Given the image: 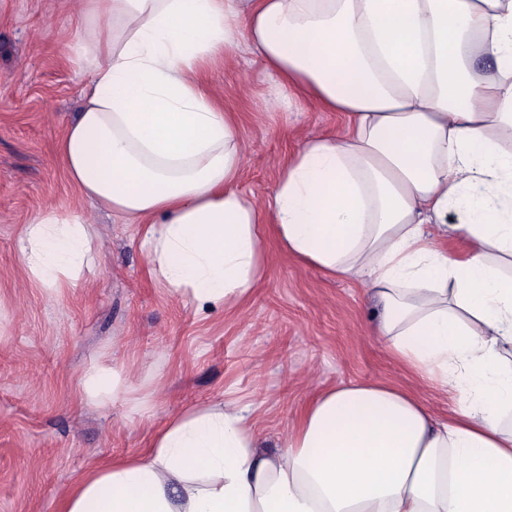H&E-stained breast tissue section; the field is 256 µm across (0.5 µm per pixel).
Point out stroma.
Here are the masks:
<instances>
[{"label": "stroma", "mask_w": 512, "mask_h": 512, "mask_svg": "<svg viewBox=\"0 0 512 512\" xmlns=\"http://www.w3.org/2000/svg\"><path fill=\"white\" fill-rule=\"evenodd\" d=\"M79 0H0V512H58L91 465L143 451L169 417L209 404L249 408L262 451L279 449L306 404L349 383L414 391L440 418L455 400L393 360L373 334L365 286L284 256L268 238L265 278L247 305L200 310L153 280L135 225L81 204L56 152L91 83L76 56ZM238 112L241 187L270 195L280 163L311 135L340 134L334 112L288 93L243 55L225 52L205 74ZM82 209L94 272L47 292L28 279L17 242L38 212ZM95 360L121 368L147 402L92 405L81 397Z\"/></svg>", "instance_id": "stroma-1"}]
</instances>
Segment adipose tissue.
Segmentation results:
<instances>
[{
	"instance_id": "obj_1",
	"label": "adipose tissue",
	"mask_w": 512,
	"mask_h": 512,
	"mask_svg": "<svg viewBox=\"0 0 512 512\" xmlns=\"http://www.w3.org/2000/svg\"><path fill=\"white\" fill-rule=\"evenodd\" d=\"M79 24L91 87L57 154L81 200L136 226L150 276L241 307L275 232L285 255L364 280L391 357L458 408L344 385L273 454L245 410L195 408L80 476L61 512H512V0H82ZM235 46L343 121L284 161L263 206L238 188L237 116L200 78ZM18 244L48 290L93 270L79 211L36 215ZM124 389L106 363L83 373L88 403Z\"/></svg>"
}]
</instances>
